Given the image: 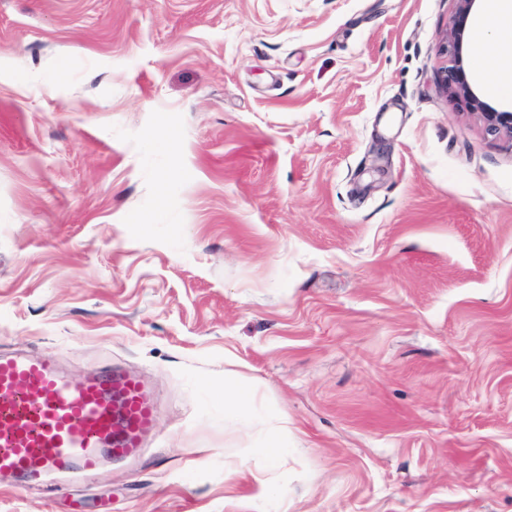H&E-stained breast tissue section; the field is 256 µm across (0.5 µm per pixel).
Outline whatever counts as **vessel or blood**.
Here are the masks:
<instances>
[{
	"instance_id": "1",
	"label": "vessel or blood",
	"mask_w": 512,
	"mask_h": 512,
	"mask_svg": "<svg viewBox=\"0 0 512 512\" xmlns=\"http://www.w3.org/2000/svg\"><path fill=\"white\" fill-rule=\"evenodd\" d=\"M156 417L137 374L110 366L73 380L53 354H0V483L54 491L135 459Z\"/></svg>"
}]
</instances>
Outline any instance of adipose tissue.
<instances>
[{
	"instance_id": "1",
	"label": "adipose tissue",
	"mask_w": 512,
	"mask_h": 512,
	"mask_svg": "<svg viewBox=\"0 0 512 512\" xmlns=\"http://www.w3.org/2000/svg\"><path fill=\"white\" fill-rule=\"evenodd\" d=\"M473 60L489 84L512 91V0H490L487 20L472 44Z\"/></svg>"
}]
</instances>
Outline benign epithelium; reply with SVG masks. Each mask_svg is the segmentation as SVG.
<instances>
[{
	"mask_svg": "<svg viewBox=\"0 0 512 512\" xmlns=\"http://www.w3.org/2000/svg\"><path fill=\"white\" fill-rule=\"evenodd\" d=\"M477 0H454L455 14L443 49L449 54V64L438 74L442 91L459 100L467 109L481 114L485 130L495 137L512 140V111L497 112L491 109L471 87L464 65L463 44L467 20Z\"/></svg>",
	"mask_w": 512,
	"mask_h": 512,
	"instance_id": "obj_1",
	"label": "benign epithelium"
}]
</instances>
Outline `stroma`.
I'll return each mask as SVG.
<instances>
[{"label": "stroma", "instance_id": "obj_1", "mask_svg": "<svg viewBox=\"0 0 512 512\" xmlns=\"http://www.w3.org/2000/svg\"><path fill=\"white\" fill-rule=\"evenodd\" d=\"M453 11L0 0V354L159 404L0 512H512V142L437 84ZM216 395L224 400V411L237 418L249 411L256 398L252 390L237 383H224Z\"/></svg>", "mask_w": 512, "mask_h": 512}]
</instances>
